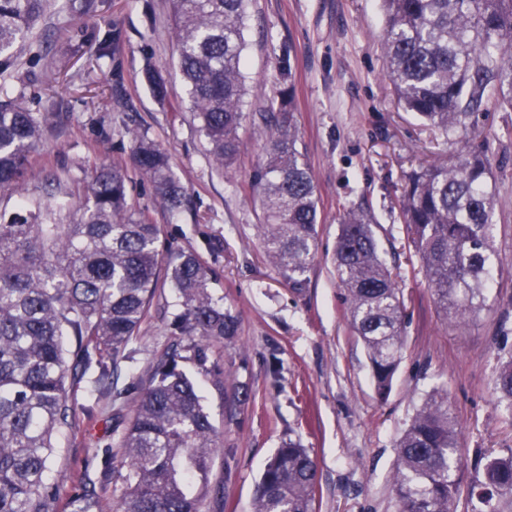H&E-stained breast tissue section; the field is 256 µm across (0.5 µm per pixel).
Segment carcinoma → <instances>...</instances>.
Here are the masks:
<instances>
[{
    "instance_id": "1",
    "label": "carcinoma",
    "mask_w": 512,
    "mask_h": 512,
    "mask_svg": "<svg viewBox=\"0 0 512 512\" xmlns=\"http://www.w3.org/2000/svg\"><path fill=\"white\" fill-rule=\"evenodd\" d=\"M179 69L209 155L219 170L236 159L244 120L242 53L247 0H171ZM386 77L400 106L448 138L465 133L490 109L512 110V0H381ZM47 0H0V75L29 80L17 51L47 13ZM144 80L164 99L166 81L148 67ZM292 87L278 91L262 116L263 171L255 179L267 257L299 286L315 259L318 203L313 175L297 148ZM52 111H29L23 94L0 87V193L19 182L29 154L45 137ZM174 211L185 190L167 152L135 134L130 165L94 167L91 200L75 224H58L37 201L0 213V512H53L58 489L47 470L56 434L72 425L68 383L99 357L96 385L125 399L118 386L126 348L146 318L160 270L178 291L176 328L194 338L205 364L213 340L237 334L235 316L208 291L209 270L191 253L162 264L160 225L127 202L128 168ZM401 212L437 308L451 323L480 311L495 280L494 190L485 151L448 155V163L406 176ZM334 265L348 301L347 320L368 355L374 390L385 399L404 346L403 296L381 257L368 216L344 213ZM172 351L141 388L119 439L111 478L113 512H201L222 487L211 483L215 429L192 379ZM495 384L512 413V359ZM465 457L460 431L440 392L429 395L404 430L394 488L401 512H456ZM479 512H497L512 495V454L489 458ZM317 466L290 440L265 465L253 512H314ZM73 512L98 507L95 488L73 487Z\"/></svg>"
}]
</instances>
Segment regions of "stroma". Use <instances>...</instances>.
<instances>
[{
	"label": "stroma",
	"instance_id": "1",
	"mask_svg": "<svg viewBox=\"0 0 512 512\" xmlns=\"http://www.w3.org/2000/svg\"><path fill=\"white\" fill-rule=\"evenodd\" d=\"M82 4L52 0L20 55L30 73L24 103L32 112L52 108L53 127L30 154L18 188L0 197V210L40 201L58 223L71 224L87 202L93 165L128 161L130 131L146 134L169 154L188 205L177 212L160 208L151 185L136 174L128 203L160 224L165 255L191 252L212 270L209 292L237 317L238 331L211 342L206 364L198 365L189 337L175 327L182 311L178 293L160 279L119 383L147 384L165 352H180L217 432L211 480L226 485L223 496L203 501L202 512H252L263 468L288 440L307 448L317 463L315 512H398L397 444L436 390L448 395L466 457L457 512H476L470 488L486 459L512 453V415L494 385L498 366L512 358V111L479 115L468 136L491 160L500 269L482 311L451 325L408 242L400 203L406 173L447 157L453 146L397 105L385 78L380 0H248L242 149L223 171L212 166L200 123L185 106L170 0H95L89 16ZM115 28L119 49L101 56L99 46ZM286 51L297 147L313 174L319 211L317 259L299 288L264 253L257 229L262 209L252 187L264 164L259 114L279 86L278 59ZM46 52L54 57L50 70ZM148 64L165 78L166 100L144 81ZM349 209L371 215L406 306L401 360L383 400L347 322L333 265ZM69 392L73 425L56 436L47 479L65 494L81 481L95 486L101 512H112L105 451L115 447L135 402L113 403L86 378Z\"/></svg>",
	"mask_w": 512,
	"mask_h": 512
}]
</instances>
